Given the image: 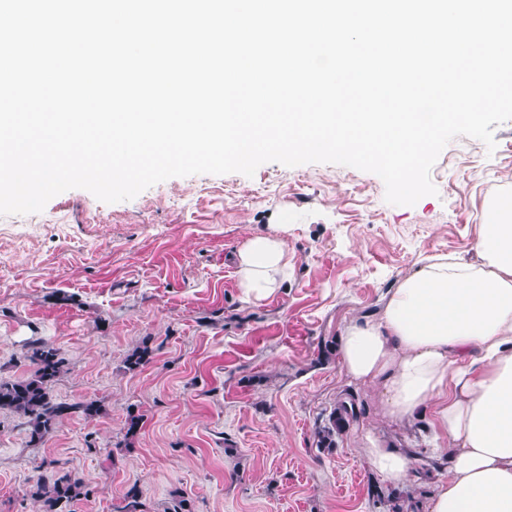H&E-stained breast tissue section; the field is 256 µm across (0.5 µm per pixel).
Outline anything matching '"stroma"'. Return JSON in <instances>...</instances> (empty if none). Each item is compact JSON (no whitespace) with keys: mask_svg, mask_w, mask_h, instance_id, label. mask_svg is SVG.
<instances>
[{"mask_svg":"<svg viewBox=\"0 0 512 512\" xmlns=\"http://www.w3.org/2000/svg\"><path fill=\"white\" fill-rule=\"evenodd\" d=\"M494 136L492 152L451 140L430 172L436 194L412 206L386 202L370 172L270 162L250 178L172 177L116 203L75 188L0 216V378L28 372L24 345L39 338L68 361L54 397L102 404L42 446L0 411V512H41L29 490L55 469L90 491L73 512H112L133 487L145 512L179 497L194 512H380V494L424 512L447 473L429 418H384L378 390L341 369L337 338L427 259L472 257L488 207L512 197V121ZM260 233L282 237L294 263L254 304L235 256ZM144 345L149 362L127 370ZM346 392L364 412L319 447L316 429ZM132 412L144 419L130 437ZM367 428L412 453L410 481L391 487L370 470Z\"/></svg>","mask_w":512,"mask_h":512,"instance_id":"obj_1","label":"stroma"}]
</instances>
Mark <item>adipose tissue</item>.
I'll return each mask as SVG.
<instances>
[{
	"mask_svg": "<svg viewBox=\"0 0 512 512\" xmlns=\"http://www.w3.org/2000/svg\"><path fill=\"white\" fill-rule=\"evenodd\" d=\"M478 261L439 259L403 280L378 316L354 319L338 339L352 382L378 388L394 421L430 413L448 440V474L426 512H512V198L486 212ZM286 242L258 234L237 251V278L259 303L287 280ZM373 472L406 483L410 457L371 429L361 436Z\"/></svg>",
	"mask_w": 512,
	"mask_h": 512,
	"instance_id": "obj_1",
	"label": "adipose tissue"
}]
</instances>
